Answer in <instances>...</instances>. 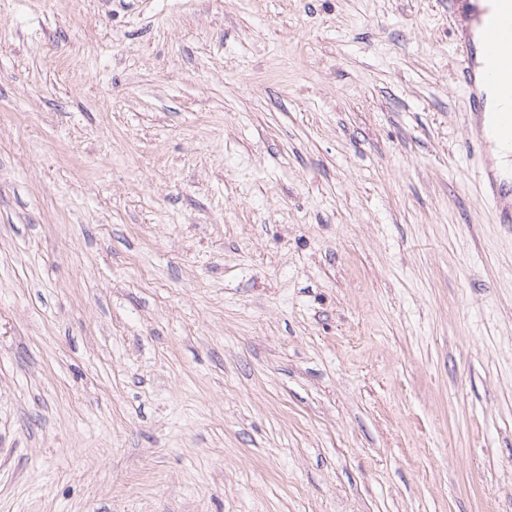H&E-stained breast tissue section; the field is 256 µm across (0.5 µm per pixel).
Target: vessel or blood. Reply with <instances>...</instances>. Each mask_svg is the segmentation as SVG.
I'll use <instances>...</instances> for the list:
<instances>
[{"mask_svg":"<svg viewBox=\"0 0 512 512\" xmlns=\"http://www.w3.org/2000/svg\"><path fill=\"white\" fill-rule=\"evenodd\" d=\"M483 10L479 0H448L454 26L452 54L469 106L467 153L483 155L488 134L512 141V0H494ZM498 89L501 103L488 106L485 87ZM480 191L491 218L512 224V186L504 185L489 165L478 168Z\"/></svg>","mask_w":512,"mask_h":512,"instance_id":"obj_1","label":"vessel or blood"}]
</instances>
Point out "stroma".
Instances as JSON below:
<instances>
[{
	"label": "stroma",
	"mask_w": 512,
	"mask_h": 512,
	"mask_svg": "<svg viewBox=\"0 0 512 512\" xmlns=\"http://www.w3.org/2000/svg\"><path fill=\"white\" fill-rule=\"evenodd\" d=\"M448 0H0V512H512V224ZM491 154L495 160V169L505 179L512 175L510 147L501 145L497 138L489 137ZM487 162L478 167L480 191L488 204L494 224H512V185L505 186Z\"/></svg>",
	"instance_id": "stroma-1"
}]
</instances>
